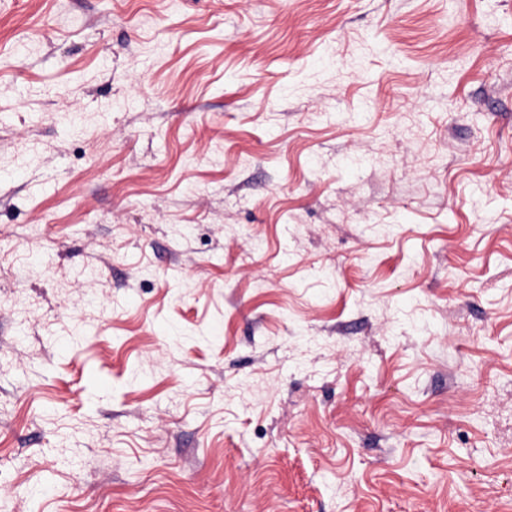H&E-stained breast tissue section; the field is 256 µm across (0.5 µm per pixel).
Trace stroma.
<instances>
[{
	"instance_id": "35a3bbf8",
	"label": "stroma",
	"mask_w": 512,
	"mask_h": 512,
	"mask_svg": "<svg viewBox=\"0 0 512 512\" xmlns=\"http://www.w3.org/2000/svg\"><path fill=\"white\" fill-rule=\"evenodd\" d=\"M0 512H512V0H0Z\"/></svg>"
}]
</instances>
